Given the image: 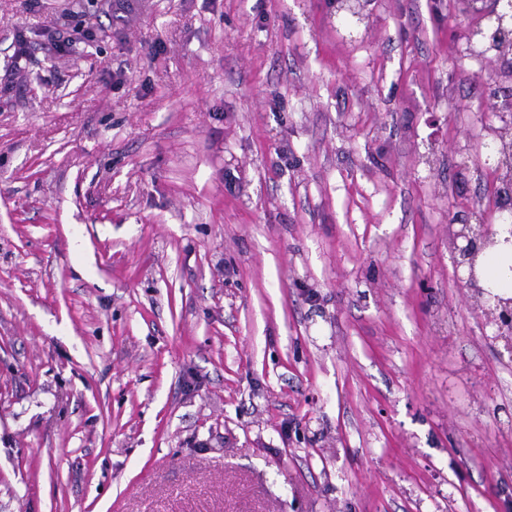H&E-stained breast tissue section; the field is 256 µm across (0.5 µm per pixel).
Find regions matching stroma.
<instances>
[{
	"mask_svg": "<svg viewBox=\"0 0 512 512\" xmlns=\"http://www.w3.org/2000/svg\"><path fill=\"white\" fill-rule=\"evenodd\" d=\"M489 25L0 0V512H512ZM511 191L509 196L502 190L494 191V214H498L499 222H482L474 228L472 224H449L452 235L454 254V267L458 281L463 288L470 290L480 302L485 323L495 328L494 342H502L503 349L512 358V206ZM507 214V217L504 215ZM510 219V220H509ZM503 224H510V228L503 229ZM456 226L453 229V226ZM505 232L507 236L500 240V235ZM501 243L505 245H500ZM510 244V245H506ZM500 245V246H498ZM497 248L486 252L480 257L481 268L484 275V285L494 289L495 292L504 294L494 296L492 292L481 284V275L477 270L479 255L488 248ZM493 267L498 276L496 284L489 282L485 276V269ZM466 269L464 277L459 276V268Z\"/></svg>",
	"mask_w": 512,
	"mask_h": 512,
	"instance_id": "obj_1",
	"label": "stroma"
}]
</instances>
